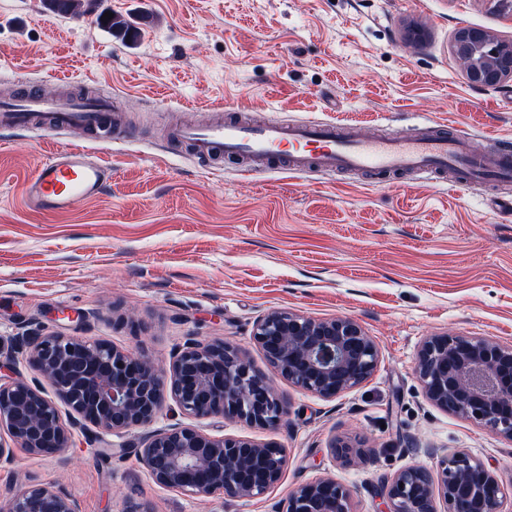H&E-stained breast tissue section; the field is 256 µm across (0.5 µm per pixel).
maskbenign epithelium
Listing matches in <instances>:
<instances>
[{
  "instance_id": "7a95c632",
  "label": "benign epithelium",
  "mask_w": 512,
  "mask_h": 512,
  "mask_svg": "<svg viewBox=\"0 0 512 512\" xmlns=\"http://www.w3.org/2000/svg\"><path fill=\"white\" fill-rule=\"evenodd\" d=\"M452 55L469 84L498 87L512 79V41L471 25L457 28ZM253 340L288 383L333 399L376 370V344L350 317L314 320L277 310L260 318ZM29 363L71 409L63 420L57 403L16 378L0 384V430L36 455L57 456L72 447V430L89 425L120 435L150 429L139 460L155 483L191 497L249 501L277 485L288 464L286 449L242 437L211 436L190 424L155 427L170 397L182 415L221 416L273 428L287 414L274 383L239 348L224 342L188 343L169 370L106 342L73 336L24 337ZM417 371L436 406L491 428L512 440V345L443 334L428 337ZM331 451L350 463L360 444L333 441ZM439 477L410 465L381 485L386 512H500L503 492L480 460L462 450L438 458ZM0 512H80L77 500L50 484L21 489ZM286 512H352L349 488L331 478L299 484Z\"/></svg>"
}]
</instances>
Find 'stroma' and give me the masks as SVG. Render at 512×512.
Here are the masks:
<instances>
[{
	"mask_svg": "<svg viewBox=\"0 0 512 512\" xmlns=\"http://www.w3.org/2000/svg\"><path fill=\"white\" fill-rule=\"evenodd\" d=\"M132 19L125 42L94 17L44 0H0V99L100 83L127 112L125 144L94 154L112 171L95 200L63 214L30 211L22 185L76 129L0 128V373L54 396L11 340L50 333L104 341L168 369L189 341L221 340L276 378L288 412L272 429L199 419L215 436L286 448L282 481L249 501L189 497L153 482L139 461L145 429L116 437L75 430L61 458L16 449L0 468V503L52 483L82 512H282L290 490L333 478L353 512H382L381 482L446 450L469 452L498 478L512 512V441L427 398L416 372L423 341L446 332L512 343V215L496 198L512 184L455 186L345 170L251 178L165 139L182 116L203 123L221 102L260 118L351 123L413 133L453 123L475 146L512 145V82L477 89L451 53L455 30L512 40L498 0H103ZM423 42L407 39L409 26ZM288 309L357 320L379 348L374 374L325 400L277 379L252 339L256 321ZM363 444L347 464L333 440Z\"/></svg>",
	"mask_w": 512,
	"mask_h": 512,
	"instance_id": "35a3bbf8",
	"label": "stroma"
}]
</instances>
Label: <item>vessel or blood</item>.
Wrapping results in <instances>:
<instances>
[{"mask_svg": "<svg viewBox=\"0 0 512 512\" xmlns=\"http://www.w3.org/2000/svg\"><path fill=\"white\" fill-rule=\"evenodd\" d=\"M120 110L117 97L99 92L81 99L33 93L0 102V123L6 126L38 124L53 131L74 127L88 137L87 145L62 147L40 164L23 189L30 207L64 213L101 194L111 171L90 147L112 143ZM174 139L201 158L218 163L237 159L243 175L251 174V162L279 161L293 170L349 169L374 175L450 171L457 183L467 186H490L512 178V151H473L464 134L444 131L434 121L415 134L396 137L344 133L336 124L320 120L245 122L219 112L205 125L181 126Z\"/></svg>", "mask_w": 512, "mask_h": 512, "instance_id": "vessel-or-blood-1", "label": "vessel or blood"}]
</instances>
